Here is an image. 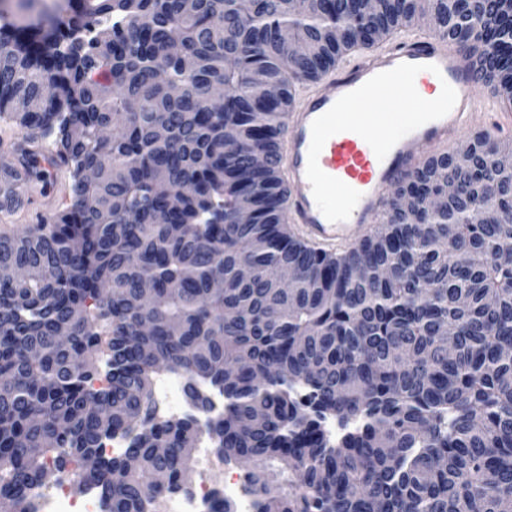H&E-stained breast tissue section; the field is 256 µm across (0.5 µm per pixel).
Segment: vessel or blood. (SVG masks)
Returning <instances> with one entry per match:
<instances>
[{
  "label": "vessel or blood",
  "mask_w": 512,
  "mask_h": 512,
  "mask_svg": "<svg viewBox=\"0 0 512 512\" xmlns=\"http://www.w3.org/2000/svg\"><path fill=\"white\" fill-rule=\"evenodd\" d=\"M415 73L441 99L409 113L395 131L389 113L407 100ZM474 68L447 41L413 36L330 74L297 97L287 118L282 166L288 219L315 248L358 244L381 222L390 190L414 169L420 152L456 141L477 100Z\"/></svg>",
  "instance_id": "obj_1"
}]
</instances>
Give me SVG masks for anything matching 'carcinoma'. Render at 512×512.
<instances>
[{
	"instance_id": "carcinoma-1",
	"label": "carcinoma",
	"mask_w": 512,
	"mask_h": 512,
	"mask_svg": "<svg viewBox=\"0 0 512 512\" xmlns=\"http://www.w3.org/2000/svg\"><path fill=\"white\" fill-rule=\"evenodd\" d=\"M424 15L512 96L465 36L512 52L498 0H67L0 25V112L74 178L67 210L0 238V512H36L46 461L88 456L105 512H156L203 440L256 512H512V156L485 133L428 157L345 254L286 220L297 86ZM168 373L224 412L158 417Z\"/></svg>"
}]
</instances>
